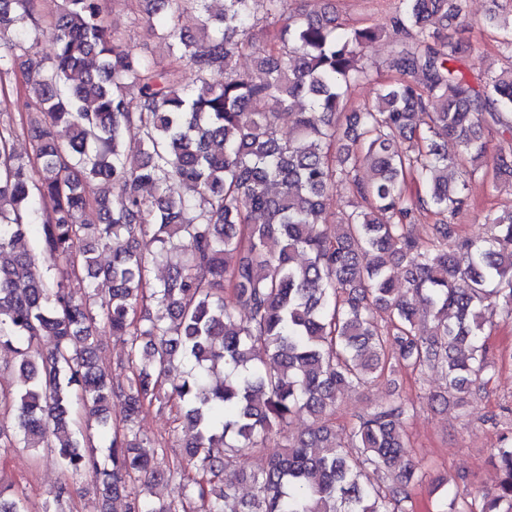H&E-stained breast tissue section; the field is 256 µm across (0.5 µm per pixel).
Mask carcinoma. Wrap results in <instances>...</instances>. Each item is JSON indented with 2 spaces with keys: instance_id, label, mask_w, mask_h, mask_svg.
<instances>
[{
  "instance_id": "carcinoma-1",
  "label": "carcinoma",
  "mask_w": 512,
  "mask_h": 512,
  "mask_svg": "<svg viewBox=\"0 0 512 512\" xmlns=\"http://www.w3.org/2000/svg\"><path fill=\"white\" fill-rule=\"evenodd\" d=\"M37 2L0 0L1 92L19 59L50 49L24 72L19 121L0 119V351L20 377L0 387L14 419L0 424V448L51 449L123 512H414L426 474L400 465L405 403L392 398L342 433L333 417L338 394L393 361L443 374L445 394L431 401L463 404L492 369L485 325L512 320V209L487 217L484 237H453L470 208L467 177L490 168L492 188L512 180V144L491 155L483 137L490 125L512 135V68L488 70L478 89L454 67L470 43L439 41L467 0H402L389 25L361 27L339 23L333 0L293 14L288 0L217 11L213 0H125L131 27L168 45L166 63L109 30L103 0H54L47 24ZM492 3L481 26L512 54V13ZM190 8L199 42L181 27ZM256 29L264 47L239 73ZM390 31L401 35L390 77L374 79L366 52ZM216 72L223 82L210 81ZM371 82L374 102L344 112ZM20 136L33 156L15 153ZM338 185L352 202L335 221L324 199ZM422 211L440 216L425 246L409 232ZM101 248L112 263L97 262ZM102 323L128 337L124 382L99 362ZM175 407L188 427L176 462L138 425ZM301 413L312 427L292 436ZM257 449L268 459L242 470L244 499L223 473ZM491 463L495 494L450 498L438 481L436 512H512V434ZM158 484L176 494L154 500ZM0 512H30L28 500L0 486Z\"/></svg>"
}]
</instances>
